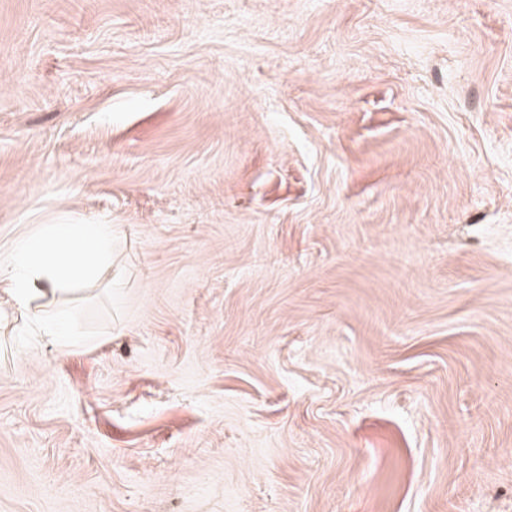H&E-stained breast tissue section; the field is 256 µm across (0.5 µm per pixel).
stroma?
<instances>
[{
	"label": "stroma",
	"mask_w": 512,
	"mask_h": 512,
	"mask_svg": "<svg viewBox=\"0 0 512 512\" xmlns=\"http://www.w3.org/2000/svg\"><path fill=\"white\" fill-rule=\"evenodd\" d=\"M0 512H512V0H0ZM112 227L108 224H43L19 240L5 272L15 308L23 316L39 309L72 285L112 279L109 263ZM40 304H34L36 301Z\"/></svg>",
	"instance_id": "35a3bbf8"
}]
</instances>
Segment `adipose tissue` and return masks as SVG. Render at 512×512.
<instances>
[{
  "instance_id": "ef3b65f1",
  "label": "adipose tissue",
  "mask_w": 512,
  "mask_h": 512,
  "mask_svg": "<svg viewBox=\"0 0 512 512\" xmlns=\"http://www.w3.org/2000/svg\"><path fill=\"white\" fill-rule=\"evenodd\" d=\"M111 250V225H42L15 244L5 270L15 308L34 317L76 283L111 279Z\"/></svg>"
}]
</instances>
